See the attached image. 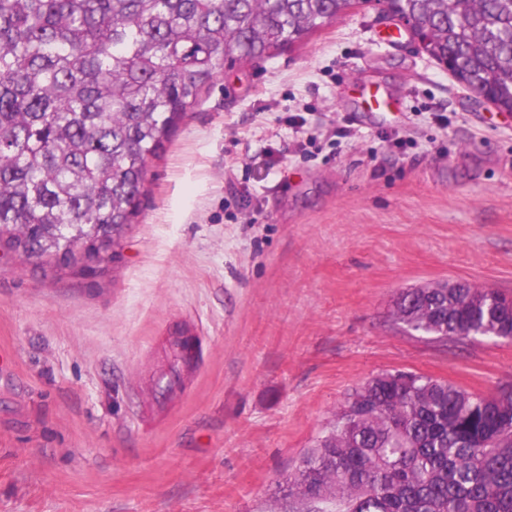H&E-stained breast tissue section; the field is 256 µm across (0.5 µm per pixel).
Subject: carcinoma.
I'll return each instance as SVG.
<instances>
[{"instance_id": "carcinoma-1", "label": "carcinoma", "mask_w": 512, "mask_h": 512, "mask_svg": "<svg viewBox=\"0 0 512 512\" xmlns=\"http://www.w3.org/2000/svg\"><path fill=\"white\" fill-rule=\"evenodd\" d=\"M388 0L424 52L511 108L512 0ZM359 0H0V245L75 260L112 239L148 160L230 65L300 44ZM432 340L512 336V296L467 282L401 292ZM268 512H512V402L411 371L378 374L279 483Z\"/></svg>"}]
</instances>
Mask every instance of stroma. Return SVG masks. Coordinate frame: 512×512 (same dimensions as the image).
Instances as JSON below:
<instances>
[{
    "instance_id": "stroma-1",
    "label": "stroma",
    "mask_w": 512,
    "mask_h": 512,
    "mask_svg": "<svg viewBox=\"0 0 512 512\" xmlns=\"http://www.w3.org/2000/svg\"><path fill=\"white\" fill-rule=\"evenodd\" d=\"M392 25L369 0L219 75L149 160L113 259L0 257V512H268L371 377L512 387V342L434 341L392 316L409 288L512 294V118ZM373 89L395 110L371 111ZM179 332L195 345L180 367Z\"/></svg>"
}]
</instances>
